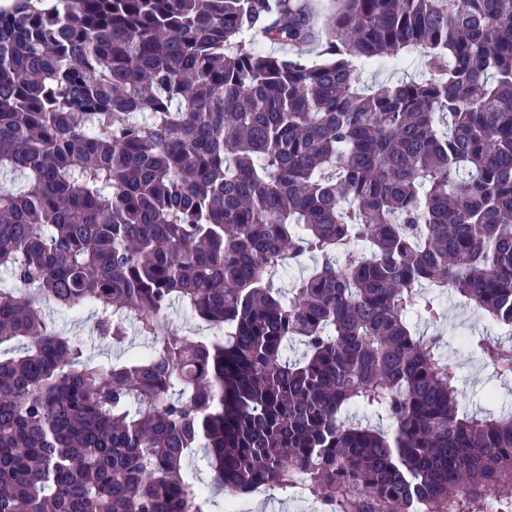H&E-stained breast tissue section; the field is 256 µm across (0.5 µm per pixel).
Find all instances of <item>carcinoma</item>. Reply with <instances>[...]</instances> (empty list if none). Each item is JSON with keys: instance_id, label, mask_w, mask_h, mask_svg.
Masks as SVG:
<instances>
[{"instance_id": "obj_1", "label": "carcinoma", "mask_w": 512, "mask_h": 512, "mask_svg": "<svg viewBox=\"0 0 512 512\" xmlns=\"http://www.w3.org/2000/svg\"><path fill=\"white\" fill-rule=\"evenodd\" d=\"M338 2L315 61L249 38L307 45L309 0L0 10V512H214L211 483L512 512V414L461 412L410 323L449 290L512 327V0ZM413 55L364 88L358 64ZM47 302L150 351L98 360ZM175 302L213 336L172 330Z\"/></svg>"}]
</instances>
